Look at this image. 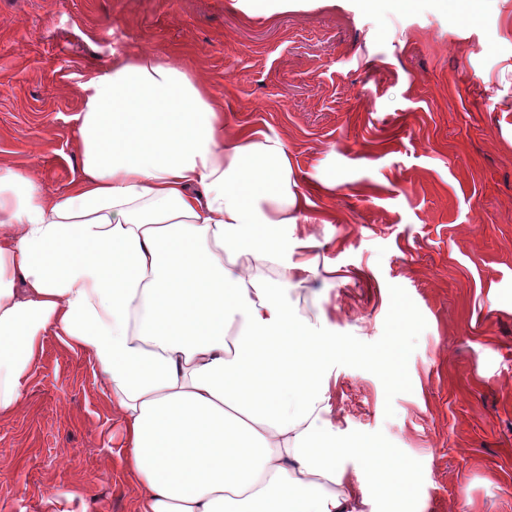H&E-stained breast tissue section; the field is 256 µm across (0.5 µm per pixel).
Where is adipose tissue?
Masks as SVG:
<instances>
[{"mask_svg": "<svg viewBox=\"0 0 512 512\" xmlns=\"http://www.w3.org/2000/svg\"><path fill=\"white\" fill-rule=\"evenodd\" d=\"M80 89L63 194L0 168V417L52 335L100 376L136 512H362L329 317L285 297L312 272L288 248L312 202L285 142L226 127L192 69L146 51Z\"/></svg>", "mask_w": 512, "mask_h": 512, "instance_id": "1", "label": "adipose tissue"}]
</instances>
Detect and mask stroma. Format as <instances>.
<instances>
[{
    "label": "stroma",
    "mask_w": 512,
    "mask_h": 512,
    "mask_svg": "<svg viewBox=\"0 0 512 512\" xmlns=\"http://www.w3.org/2000/svg\"><path fill=\"white\" fill-rule=\"evenodd\" d=\"M120 37L283 139L329 215L288 228L314 239L288 299L330 313L337 441L398 464L345 459L365 512H512V0H0V167L66 191L79 85ZM117 433L89 358L47 337L0 418V512H135ZM237 6L247 12L273 14L288 9L294 0H237Z\"/></svg>",
    "instance_id": "1"
}]
</instances>
